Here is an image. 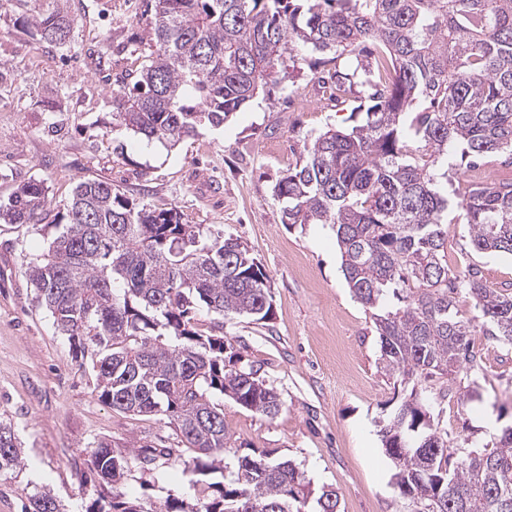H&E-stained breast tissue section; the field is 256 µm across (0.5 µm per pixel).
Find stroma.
I'll use <instances>...</instances> for the list:
<instances>
[{"label":"stroma","mask_w":512,"mask_h":512,"mask_svg":"<svg viewBox=\"0 0 512 512\" xmlns=\"http://www.w3.org/2000/svg\"><path fill=\"white\" fill-rule=\"evenodd\" d=\"M69 5L71 40L55 46L26 35L10 0H0V199L36 179L60 210L79 181L100 178L137 202L177 207L184 223L239 238L270 276L274 315L263 327L207 312L199 318L262 367L284 406L268 420L225 402L236 448H270L291 459L314 487L339 492L341 512H407L378 436L377 421L398 391L379 368L371 314L347 286L331 227L285 223L273 194L298 161L303 137L350 127L366 87L335 94L305 67L265 85L224 126L170 149L113 127V90L151 52L146 0ZM107 43L116 47L112 59L98 61ZM55 235L50 224L0 223V423L12 427L24 459L20 472L0 476V512H21L43 490L64 512H85L90 443L182 446L162 417L102 403L93 374L37 304L24 259L45 252ZM448 263L478 271L488 288L512 289V256L476 252L466 225L448 227ZM472 342L482 360L473 376L480 401L454 396L431 408L451 442L480 448L512 424V349L480 331ZM123 490L155 500L195 495L181 468L167 463L135 470Z\"/></svg>","instance_id":"stroma-1"}]
</instances>
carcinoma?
<instances>
[{
    "label": "carcinoma",
    "instance_id": "1",
    "mask_svg": "<svg viewBox=\"0 0 512 512\" xmlns=\"http://www.w3.org/2000/svg\"><path fill=\"white\" fill-rule=\"evenodd\" d=\"M68 0L21 20L48 44L70 39ZM155 50L132 86L112 92L115 126L169 148L218 128L282 73L284 53L349 52L357 64L328 73L369 89L363 122L303 142L274 194L286 221L329 224L341 270L373 314L380 370L409 390L379 430L399 495L412 512H512V425L491 447L450 445L423 403L429 382L481 369L476 327L512 345V295L448 265V225L465 224L474 249L512 255V181L462 185L450 156L474 165L512 156V0H153ZM6 224H53L48 251L26 263L36 300L75 357L87 360L98 398L124 413L162 415L192 454L171 448L86 450V512H340L333 488L315 491L292 461L267 450L238 455L224 398L267 419L283 401L262 367L198 327L203 309L263 326L273 315L269 275L242 242L185 224L173 207L135 203L101 179L80 181L50 215L44 183L0 200ZM465 292L478 315L455 298ZM182 463L195 498L157 504L120 490L137 464ZM24 466L0 424V473ZM24 512H61L37 492Z\"/></svg>",
    "mask_w": 512,
    "mask_h": 512
}]
</instances>
